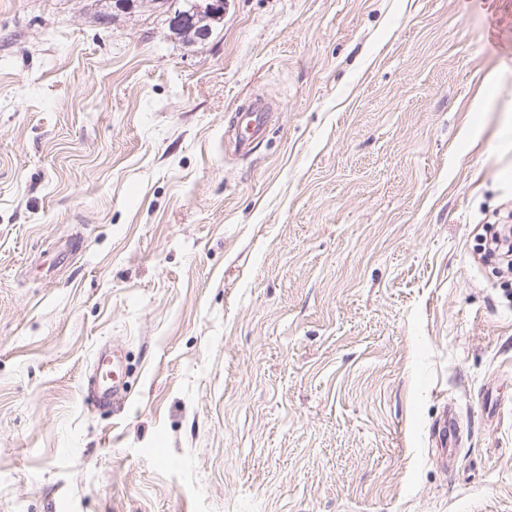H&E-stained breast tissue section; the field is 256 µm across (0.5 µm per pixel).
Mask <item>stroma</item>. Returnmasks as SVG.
<instances>
[{"mask_svg":"<svg viewBox=\"0 0 512 512\" xmlns=\"http://www.w3.org/2000/svg\"><path fill=\"white\" fill-rule=\"evenodd\" d=\"M510 169L505 0H0V512H512ZM182 8L175 11L171 26L180 34L207 38L211 26L224 14V0H181ZM187 24V26L182 27ZM241 117H246V123L251 127V135L244 138L235 132V147L239 150L247 149L251 142L263 134L270 115L269 106L261 100H255L241 109ZM122 351L113 346L112 351L101 350L95 358L93 372L87 380L88 395L100 406H109L120 393V365ZM101 365L112 370V378L99 376Z\"/></svg>","mask_w":512,"mask_h":512,"instance_id":"35a3bbf8","label":"stroma"}]
</instances>
